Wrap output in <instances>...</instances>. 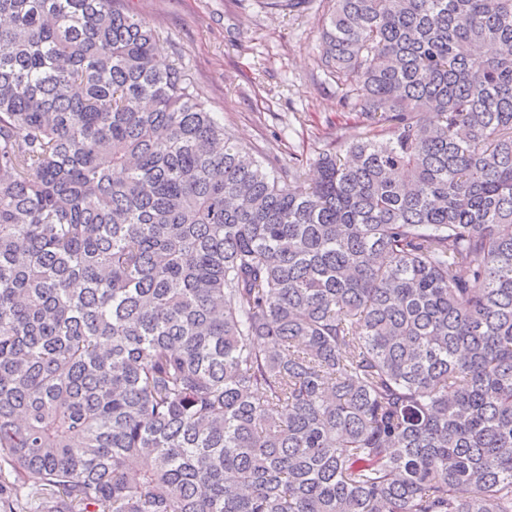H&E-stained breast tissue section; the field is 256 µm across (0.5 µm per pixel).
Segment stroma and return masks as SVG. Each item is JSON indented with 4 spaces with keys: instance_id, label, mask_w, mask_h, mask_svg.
I'll list each match as a JSON object with an SVG mask.
<instances>
[{
    "instance_id": "obj_1",
    "label": "stroma",
    "mask_w": 512,
    "mask_h": 512,
    "mask_svg": "<svg viewBox=\"0 0 512 512\" xmlns=\"http://www.w3.org/2000/svg\"><path fill=\"white\" fill-rule=\"evenodd\" d=\"M158 33L156 52L182 65L225 126L267 154L294 153L312 175L319 152L351 132L335 81L317 67L325 0L302 13L267 0H124Z\"/></svg>"
}]
</instances>
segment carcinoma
<instances>
[{"label": "carcinoma", "mask_w": 512, "mask_h": 512, "mask_svg": "<svg viewBox=\"0 0 512 512\" xmlns=\"http://www.w3.org/2000/svg\"><path fill=\"white\" fill-rule=\"evenodd\" d=\"M325 2L309 183L0 0V512H512V0Z\"/></svg>", "instance_id": "cac0c4a2"}]
</instances>
